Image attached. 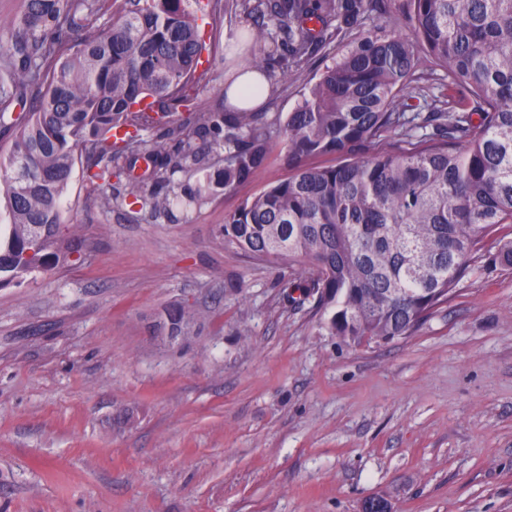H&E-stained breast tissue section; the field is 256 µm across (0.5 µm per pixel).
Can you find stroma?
Returning a JSON list of instances; mask_svg holds the SVG:
<instances>
[{
	"instance_id": "35a3bbf8",
	"label": "stroma",
	"mask_w": 512,
	"mask_h": 512,
	"mask_svg": "<svg viewBox=\"0 0 512 512\" xmlns=\"http://www.w3.org/2000/svg\"><path fill=\"white\" fill-rule=\"evenodd\" d=\"M207 44L197 103L251 62L254 23L191 0ZM353 38L299 71L271 57L259 123L283 125ZM284 146L174 220L104 208L74 171L62 220L94 247L0 288V512H512V268L488 240L410 335L356 346L224 219L291 175ZM201 315L160 348L156 313Z\"/></svg>"
}]
</instances>
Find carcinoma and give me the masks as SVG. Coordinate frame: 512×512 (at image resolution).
Here are the masks:
<instances>
[{
    "instance_id": "1",
    "label": "carcinoma",
    "mask_w": 512,
    "mask_h": 512,
    "mask_svg": "<svg viewBox=\"0 0 512 512\" xmlns=\"http://www.w3.org/2000/svg\"><path fill=\"white\" fill-rule=\"evenodd\" d=\"M106 0H24L0 45V287L71 261L60 231L76 167L104 205H200L212 183L177 194V176L222 148L234 189L284 139L294 174L225 218L224 245L288 272L293 305L330 313L329 330L361 345L411 333L448 302L487 239L512 267V0H398L412 36L390 18L365 30L327 68L277 131L254 112L172 110L192 99L206 42L186 0H125L112 26ZM248 33L258 69L288 50L299 67L344 39L384 0H266ZM429 55L448 73L430 95ZM146 98L152 102L144 105ZM20 112H15V109ZM340 155L333 166L304 163ZM147 180L132 176L138 158ZM166 187L168 191L160 193ZM197 312L158 313L153 337L190 346Z\"/></svg>"
}]
</instances>
